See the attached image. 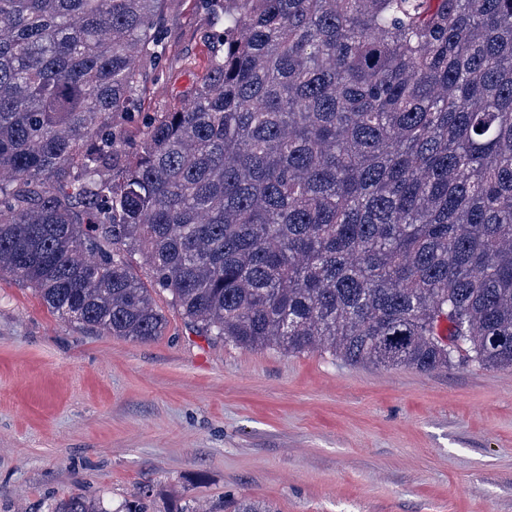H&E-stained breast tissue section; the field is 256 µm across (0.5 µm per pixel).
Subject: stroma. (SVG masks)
Instances as JSON below:
<instances>
[{
    "label": "stroma",
    "mask_w": 512,
    "mask_h": 512,
    "mask_svg": "<svg viewBox=\"0 0 512 512\" xmlns=\"http://www.w3.org/2000/svg\"><path fill=\"white\" fill-rule=\"evenodd\" d=\"M145 106L206 72L195 0ZM133 342L51 313L0 276V512L80 492L146 512L242 497L278 512H512V371L354 365L196 335Z\"/></svg>",
    "instance_id": "1"
}]
</instances>
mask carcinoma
Here are the masks:
<instances>
[{
	"instance_id": "cac0c4a2",
	"label": "carcinoma",
	"mask_w": 512,
	"mask_h": 512,
	"mask_svg": "<svg viewBox=\"0 0 512 512\" xmlns=\"http://www.w3.org/2000/svg\"><path fill=\"white\" fill-rule=\"evenodd\" d=\"M176 2L0 0V275L133 341L158 291L242 348L512 370V0H199L205 75L143 112Z\"/></svg>"
}]
</instances>
